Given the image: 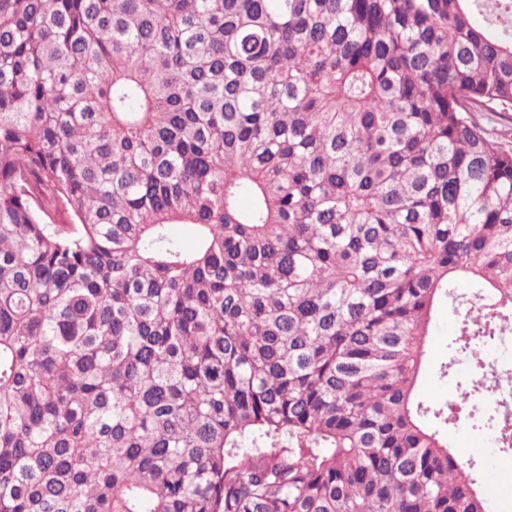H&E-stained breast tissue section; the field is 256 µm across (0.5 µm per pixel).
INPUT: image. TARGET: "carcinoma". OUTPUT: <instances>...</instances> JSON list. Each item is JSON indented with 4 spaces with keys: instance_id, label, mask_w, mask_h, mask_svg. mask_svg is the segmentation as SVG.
I'll list each match as a JSON object with an SVG mask.
<instances>
[{
    "instance_id": "obj_1",
    "label": "carcinoma",
    "mask_w": 512,
    "mask_h": 512,
    "mask_svg": "<svg viewBox=\"0 0 512 512\" xmlns=\"http://www.w3.org/2000/svg\"><path fill=\"white\" fill-rule=\"evenodd\" d=\"M496 108L512 0H0V512H488ZM466 309L458 313L448 310V302L436 311L431 330L432 355L421 375L420 391L436 402H448L456 396V383L463 382L470 375L472 362L468 354L455 353L448 343L456 335L459 322ZM488 436L490 435L475 431L471 424L466 422L448 427V441L464 459L475 460L481 466V470L485 468L498 474L499 483L489 488L493 498L499 502V507L492 509V512H512V450L498 448L496 442L494 444L488 440ZM503 454L511 456V466L506 475L500 471Z\"/></svg>"
}]
</instances>
